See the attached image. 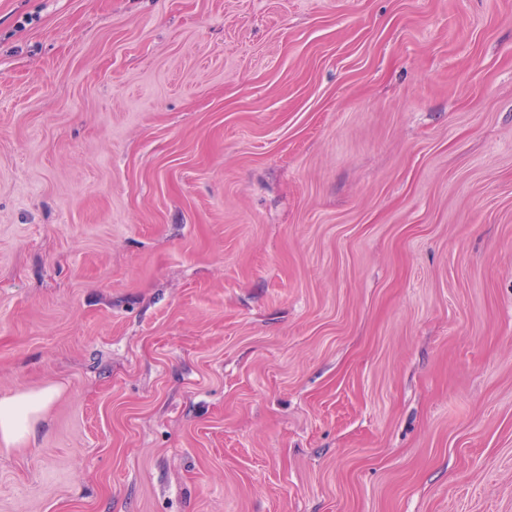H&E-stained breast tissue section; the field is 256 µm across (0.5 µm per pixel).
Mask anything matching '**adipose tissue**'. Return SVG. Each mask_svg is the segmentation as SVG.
Returning a JSON list of instances; mask_svg holds the SVG:
<instances>
[{
  "label": "adipose tissue",
  "mask_w": 512,
  "mask_h": 512,
  "mask_svg": "<svg viewBox=\"0 0 512 512\" xmlns=\"http://www.w3.org/2000/svg\"><path fill=\"white\" fill-rule=\"evenodd\" d=\"M57 393L55 385L37 391H19L0 398V445L9 447L28 440L41 413Z\"/></svg>",
  "instance_id": "1"
}]
</instances>
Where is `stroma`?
I'll return each mask as SVG.
<instances>
[{"label":"stroma","mask_w":512,"mask_h":512,"mask_svg":"<svg viewBox=\"0 0 512 512\" xmlns=\"http://www.w3.org/2000/svg\"><path fill=\"white\" fill-rule=\"evenodd\" d=\"M0 512H512V0H0ZM57 387L47 385L38 391H18L0 398V443L9 447L28 440L41 413L56 396Z\"/></svg>","instance_id":"1"}]
</instances>
